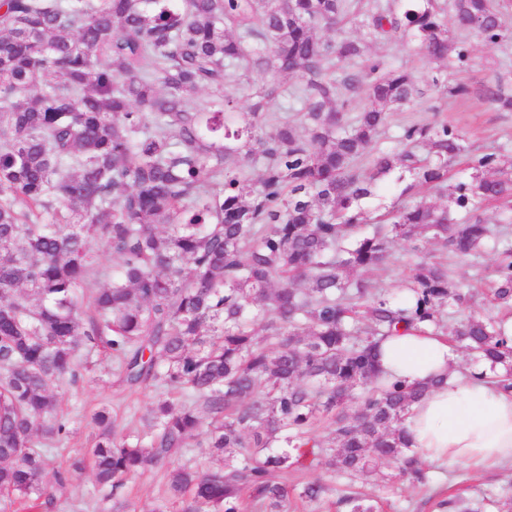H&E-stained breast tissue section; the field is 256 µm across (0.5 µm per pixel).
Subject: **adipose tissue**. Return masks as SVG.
Here are the masks:
<instances>
[{
	"mask_svg": "<svg viewBox=\"0 0 512 512\" xmlns=\"http://www.w3.org/2000/svg\"><path fill=\"white\" fill-rule=\"evenodd\" d=\"M378 355L387 381L433 385L402 421L419 460L463 463L477 472L512 463V388L502 384L503 365L486 361L475 374H457L454 349L428 330L385 337Z\"/></svg>",
	"mask_w": 512,
	"mask_h": 512,
	"instance_id": "ef3b65f1",
	"label": "adipose tissue"
}]
</instances>
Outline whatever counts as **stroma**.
I'll return each mask as SVG.
<instances>
[{
	"label": "stroma",
	"mask_w": 512,
	"mask_h": 512,
	"mask_svg": "<svg viewBox=\"0 0 512 512\" xmlns=\"http://www.w3.org/2000/svg\"><path fill=\"white\" fill-rule=\"evenodd\" d=\"M465 41L470 51L467 67L451 73L454 82L467 84L472 94L462 100L450 96L432 79L437 74L436 64L428 62L417 53L413 41H373L368 55L380 58L390 66L408 65L423 91L422 96L395 110L390 118L381 146L396 145L403 125L410 122L428 123L435 117L447 118L449 124L460 130L467 145L473 150L505 147L512 158V111L500 110L480 95L484 86L496 78H503L512 87V45H489L477 33H469ZM494 261L493 252L476 257H448V274L474 289L473 299L464 308L447 307L448 322H455L464 313L484 314L493 311L488 274ZM93 376L77 387H61V411L68 419L71 435L56 445L54 453L61 464H68L75 456L92 447L95 429L90 422L93 412L105 407L117 413L121 423H135L139 430L147 428V412L156 398L154 389L131 393L119 382L111 356L100 353L92 358ZM430 482L427 489L416 490L405 477L389 476L387 467L349 483L348 479L331 475L327 468L298 472L296 479L302 483L315 480L325 483L328 490L316 503L297 502L290 512H341L338 498L349 488H356L376 501L378 512H436L439 500L457 496L467 501L481 503L483 512H499L501 503L512 497V466L504 465L478 473L469 467L432 464L428 467ZM161 473L149 469L129 479L123 497L138 512H152L163 497ZM98 496L91 470H84L72 484L57 489L52 512H90Z\"/></svg>",
	"instance_id": "obj_1"
}]
</instances>
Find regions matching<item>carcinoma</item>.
<instances>
[{"label":"carcinoma","instance_id":"cac0c4a2","mask_svg":"<svg viewBox=\"0 0 512 512\" xmlns=\"http://www.w3.org/2000/svg\"><path fill=\"white\" fill-rule=\"evenodd\" d=\"M354 0H0V512H43L84 469L51 468L70 436L55 382L90 374L79 357L112 355L123 382L160 389L149 433L119 431L102 409L91 468L96 512H135L119 489L148 468L167 475L173 512H288L293 496L326 486L288 483L309 460L343 476L387 465L411 483L429 476L401 427L433 384L383 381L377 341L425 324L445 335L442 308L469 297L447 267L423 261L395 296L374 280L397 244L421 252H483L497 240L494 296L512 302V239L482 217L512 201V163L470 157L446 120L410 124L399 146L373 148L392 109L422 95L413 72L366 59L368 43L341 33ZM372 38L413 40L445 69L463 66L456 34L478 28L512 43L495 0L375 2L359 13ZM334 29L325 40L317 27ZM366 60L336 79L333 62ZM270 75L251 82V75ZM301 79L296 119L269 111ZM454 97L471 94L448 75ZM245 87L236 125L228 88ZM365 90L368 103L352 102ZM205 92L210 110L195 96ZM481 96L512 111L498 80ZM258 166L257 178L245 164ZM412 181L369 223L362 199L394 170ZM448 197L439 207L421 196ZM97 239L119 261L108 283ZM89 304L86 311L83 304ZM502 320L467 316L451 340L493 363L512 362ZM184 393L179 402L169 391ZM335 428L311 436L322 421ZM200 448L224 464L180 463ZM376 512L359 495L339 501Z\"/></svg>","mask_w":512,"mask_h":512}]
</instances>
